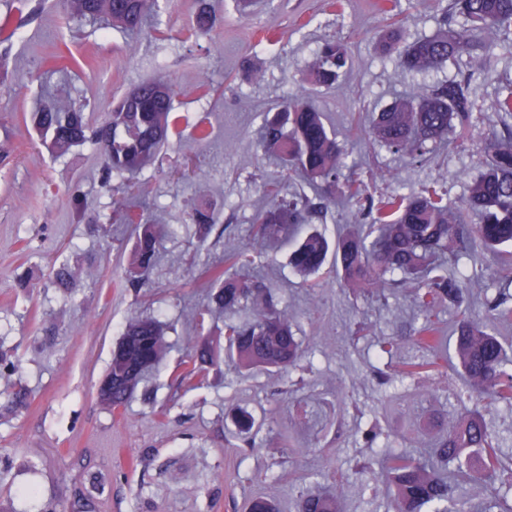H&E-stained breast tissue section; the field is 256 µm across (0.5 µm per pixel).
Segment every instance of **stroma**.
<instances>
[{
  "instance_id": "stroma-1",
  "label": "stroma",
  "mask_w": 512,
  "mask_h": 512,
  "mask_svg": "<svg viewBox=\"0 0 512 512\" xmlns=\"http://www.w3.org/2000/svg\"><path fill=\"white\" fill-rule=\"evenodd\" d=\"M376 0H160L166 36L99 30L38 0H0V350L17 373L0 378V512H243L258 495L290 512L302 490L343 478L344 512H385L392 487L358 471L379 448H423L437 430L442 397L461 383L454 372L380 388L384 367L376 339H400L398 359H420L407 337L403 292L378 300L352 293L331 274L317 289L291 272L289 238L264 249L258 269L267 288L297 317L306 351L302 368L276 376H239L225 362L208 369L204 386L178 384L173 373L190 351L194 308L207 302L206 268L230 271L224 241L247 239L262 187L281 170L258 143L262 114L276 101L310 90L307 66L323 42L343 40L352 75L311 99L353 157L375 156L406 189L435 182L463 197L481 173L479 146H445L420 164L385 147L355 140L353 120H368L413 84L452 78L459 66L410 76L378 49ZM405 40L440 28L438 0H399ZM212 17L208 36L188 37L200 8ZM495 72L479 80L478 122L496 124L498 76L512 73V47H496ZM147 78L168 82L175 109L190 117L141 179L164 234L148 287L126 288L133 225L115 224L123 201L102 177L95 145L61 157L41 145L24 120L45 92L81 105L102 120L112 100ZM204 121L209 139L194 138ZM217 219L205 242L189 232L194 213ZM85 269L68 293L53 285L62 264ZM167 326L169 352L125 409L97 398L112 348L130 313ZM373 328L360 338V324ZM24 391V405L8 393ZM251 411L262 429L241 452L235 409ZM380 423L376 448L361 432ZM34 487L35 496L25 493Z\"/></svg>"
}]
</instances>
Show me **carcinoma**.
<instances>
[{"instance_id": "obj_1", "label": "carcinoma", "mask_w": 512, "mask_h": 512, "mask_svg": "<svg viewBox=\"0 0 512 512\" xmlns=\"http://www.w3.org/2000/svg\"><path fill=\"white\" fill-rule=\"evenodd\" d=\"M68 14L80 22L112 25L140 31L148 16L157 13L158 0H63ZM398 0H383L379 11L388 21L379 44L384 54L396 55L399 68L411 75L443 69L448 62L467 58L466 69L432 86H416L377 113L369 127L355 130L394 152L421 162L435 148L453 144L463 132H477L484 169L458 202L448 190L430 184L419 191L393 190L376 200L366 176L378 168L374 160H348L349 153L336 139L320 112L308 99L295 95L263 113L262 146L274 153L289 174L298 177L311 193L288 192L284 183L264 185V195L276 202L257 212L253 240L280 238L291 227L326 219L340 200L356 208L360 229L344 234L335 244L318 233L307 234L295 247L290 264L299 273L317 272L334 254L342 280L352 289L373 288L382 300L394 288H408L415 310L413 342L425 354L395 369L404 380L448 360L437 309L446 304L456 311L455 357L460 376L472 393L512 408V369L508 353L496 335V323L512 318V264L491 270L497 295L484 299L485 317L476 312L469 287L450 267L476 245L493 252L512 245V80L504 78L497 114L502 131L477 130L474 86L493 65L494 48L512 43V0H450L442 9V27L431 37L404 43L397 27ZM462 17L470 26L457 28ZM350 68L345 44L327 41L308 65L310 84H336ZM31 120L43 143L57 156L85 143L96 145L104 161L106 181L121 180L116 190L130 189L131 179L150 165L169 143L180 117L174 112V94L161 80H146L112 101L104 118L91 124L69 101L42 103ZM136 242L124 279L127 287L141 288L155 267L159 226L143 217L135 223ZM262 254L228 241L224 260L251 265ZM76 271L60 266L54 284L70 288ZM211 299L224 310V360L242 373L294 369L303 358L302 342L294 331L295 317L278 307L272 292L258 280L224 274L211 278ZM169 344L166 327L153 317L133 314L120 332L105 377L112 391L101 403L113 410L129 401V384L139 386L163 361ZM218 352L213 340L200 336L180 380L203 374ZM246 444L256 447L252 414L236 417ZM439 436L429 455L416 456L389 448L384 452L385 473L396 489L392 512H512V502L497 496L466 507L461 499L463 480L492 483L512 474V463L500 452L499 439L489 429L479 408L448 410L436 421ZM339 495L305 490L296 500V512H339Z\"/></svg>"}]
</instances>
